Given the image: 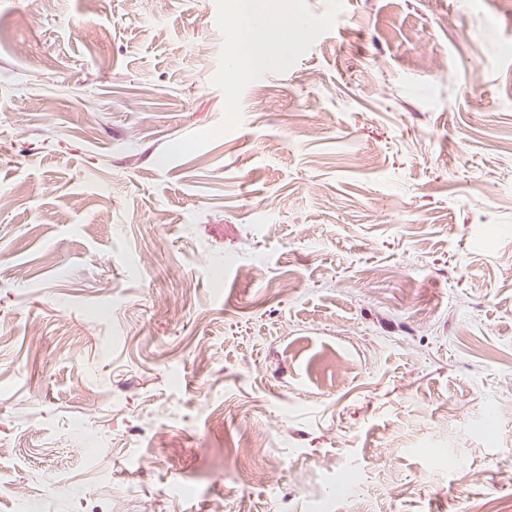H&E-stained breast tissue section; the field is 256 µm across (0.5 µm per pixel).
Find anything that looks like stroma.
I'll return each instance as SVG.
<instances>
[{
    "mask_svg": "<svg viewBox=\"0 0 512 512\" xmlns=\"http://www.w3.org/2000/svg\"><path fill=\"white\" fill-rule=\"evenodd\" d=\"M278 6L0 0V512L512 498V0ZM240 18L238 29L231 41V49L234 53L240 52V58L250 64L264 66L268 62L267 47L275 41L280 30L288 28L292 20L286 15L278 14V21L273 26L266 23L257 24V19L267 15L271 6L259 2L268 0H240ZM236 47V49H235Z\"/></svg>",
    "mask_w": 512,
    "mask_h": 512,
    "instance_id": "35a3bbf8",
    "label": "stroma"
}]
</instances>
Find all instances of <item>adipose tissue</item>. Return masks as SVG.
Returning <instances> with one entry per match:
<instances>
[{
  "mask_svg": "<svg viewBox=\"0 0 512 512\" xmlns=\"http://www.w3.org/2000/svg\"><path fill=\"white\" fill-rule=\"evenodd\" d=\"M239 11L241 21L232 45L250 64L266 65L267 47L277 39L280 30L287 28L289 18L285 15L279 16L273 26L262 23V16L271 11L270 5L264 4L263 0H240Z\"/></svg>",
  "mask_w": 512,
  "mask_h": 512,
  "instance_id": "adipose-tissue-1",
  "label": "adipose tissue"
}]
</instances>
